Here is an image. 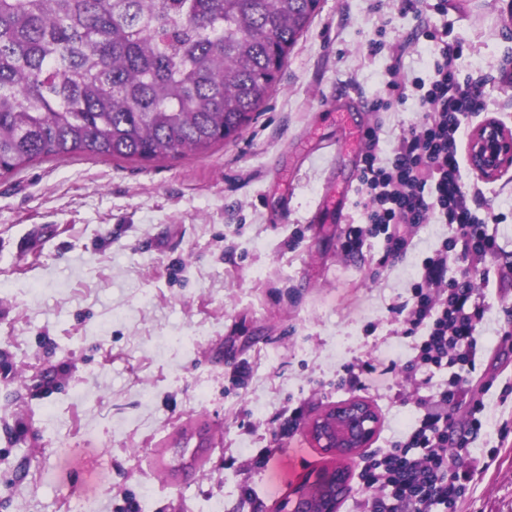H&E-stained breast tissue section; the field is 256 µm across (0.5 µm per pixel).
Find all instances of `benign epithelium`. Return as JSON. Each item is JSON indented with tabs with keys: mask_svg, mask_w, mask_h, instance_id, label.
Masks as SVG:
<instances>
[{
	"mask_svg": "<svg viewBox=\"0 0 512 512\" xmlns=\"http://www.w3.org/2000/svg\"><path fill=\"white\" fill-rule=\"evenodd\" d=\"M469 154L476 173L485 177L503 163L512 164V130L489 122L475 127L470 135ZM377 423L371 403L352 397L323 411L308 422L307 433L313 445L339 456H357L369 447ZM346 479L339 466L307 473L293 492L308 489L315 494L302 498L295 512H338L336 489Z\"/></svg>",
	"mask_w": 512,
	"mask_h": 512,
	"instance_id": "obj_1",
	"label": "benign epithelium"
}]
</instances>
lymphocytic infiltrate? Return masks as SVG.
Here are the masks:
<instances>
[{
    "instance_id": "obj_1",
    "label": "lymphocytic infiltrate",
    "mask_w": 512,
    "mask_h": 512,
    "mask_svg": "<svg viewBox=\"0 0 512 512\" xmlns=\"http://www.w3.org/2000/svg\"><path fill=\"white\" fill-rule=\"evenodd\" d=\"M410 38L434 46L428 78L405 81L399 63H392L371 109L387 112L412 100L426 118L387 153L376 132H366L352 201L362 222L349 227L342 250L353 255L366 239L382 238L380 264L391 270L415 251L412 228L446 224L456 236L439 239L418 260L407 297L391 309L402 320V336L411 341L406 361L384 355L344 367L359 389L385 382L401 366L419 374V386L429 390L417 400L415 418L396 439L362 460L355 512H455L474 475L485 468L475 453L485 401L472 405L465 427H458L455 412L488 355L479 331L489 306L468 277L448 275L451 251L482 266L502 253L497 235L487 230L502 217L470 205L458 148L463 120L487 109L480 91L483 79L460 77L457 62L464 44L449 40L447 31L424 26ZM442 372L447 380L435 383V375Z\"/></svg>"
}]
</instances>
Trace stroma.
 <instances>
[{
    "label": "stroma",
    "instance_id": "1",
    "mask_svg": "<svg viewBox=\"0 0 512 512\" xmlns=\"http://www.w3.org/2000/svg\"><path fill=\"white\" fill-rule=\"evenodd\" d=\"M447 8L321 0L255 120L206 154L37 160L0 176V512H129L149 487L150 512H192L212 494L223 512H277L303 474L337 463L313 447L310 419L364 397L376 449L413 419L421 391L404 370L361 391L341 376L359 359H405L389 308L415 268L380 273L378 238L346 256L356 210L343 224L311 215L325 187L356 181L335 107L379 128L386 151L422 123L411 101L367 109L393 55L405 78H428L431 42L407 40L421 21L467 43L459 69L493 75L488 114L512 129V0ZM467 183L482 190L474 205L505 216L489 277L448 268L489 305L492 349L512 321V168ZM508 382L511 351L483 363L456 412L462 424L469 402L487 405L486 468L456 512H512V436L498 439Z\"/></svg>",
    "mask_w": 512,
    "mask_h": 512
}]
</instances>
